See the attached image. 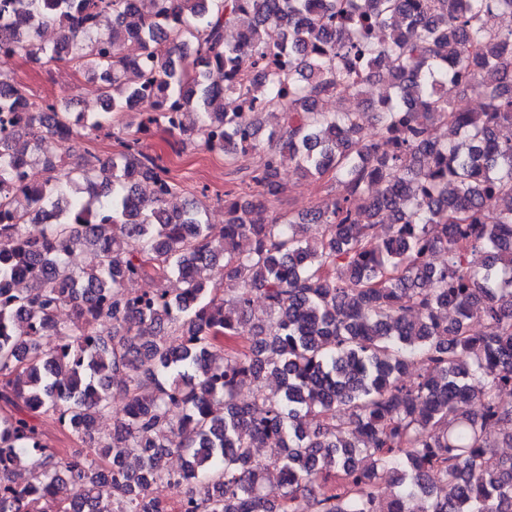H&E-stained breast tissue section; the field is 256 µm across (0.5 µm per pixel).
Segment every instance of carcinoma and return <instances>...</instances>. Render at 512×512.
<instances>
[{
  "label": "carcinoma",
  "mask_w": 512,
  "mask_h": 512,
  "mask_svg": "<svg viewBox=\"0 0 512 512\" xmlns=\"http://www.w3.org/2000/svg\"><path fill=\"white\" fill-rule=\"evenodd\" d=\"M493 11L512 0H0L1 62L88 73L105 101L75 114L0 69V477L28 475L0 487V512H512V456L496 451L512 445V140L497 137L512 124V30ZM134 36L136 65L121 52ZM374 84L370 141L364 113L318 108ZM467 89L483 111L457 109ZM266 112L281 124L261 143ZM153 127L229 163L256 155L255 192L224 193L220 226L195 202L167 210L178 184L139 137ZM101 133L122 150L60 175ZM47 137L62 153L19 186ZM289 163L336 189L307 236L258 216ZM77 250L91 263L73 268ZM174 275L176 295L125 288ZM118 377L126 410L97 437ZM48 421L87 452L59 457ZM259 447L277 449L264 468ZM271 470L276 500L261 492Z\"/></svg>",
  "instance_id": "carcinoma-1"
}]
</instances>
